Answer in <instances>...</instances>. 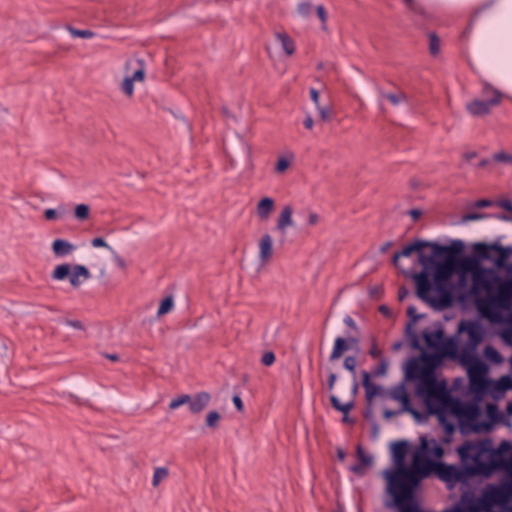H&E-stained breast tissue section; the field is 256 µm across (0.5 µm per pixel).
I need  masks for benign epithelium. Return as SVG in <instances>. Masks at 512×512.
Here are the masks:
<instances>
[{
  "label": "benign epithelium",
  "instance_id": "obj_1",
  "mask_svg": "<svg viewBox=\"0 0 512 512\" xmlns=\"http://www.w3.org/2000/svg\"><path fill=\"white\" fill-rule=\"evenodd\" d=\"M426 314L403 389L422 431L391 459L393 512H512V247L409 255Z\"/></svg>",
  "mask_w": 512,
  "mask_h": 512
}]
</instances>
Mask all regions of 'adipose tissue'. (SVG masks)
<instances>
[{
  "mask_svg": "<svg viewBox=\"0 0 512 512\" xmlns=\"http://www.w3.org/2000/svg\"><path fill=\"white\" fill-rule=\"evenodd\" d=\"M407 7L459 24L457 51L472 80L512 110V0H407Z\"/></svg>",
  "mask_w": 512,
  "mask_h": 512,
  "instance_id": "adipose-tissue-1",
  "label": "adipose tissue"
}]
</instances>
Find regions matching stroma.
Here are the masks:
<instances>
[{
	"instance_id": "obj_1",
	"label": "stroma",
	"mask_w": 512,
	"mask_h": 512,
	"mask_svg": "<svg viewBox=\"0 0 512 512\" xmlns=\"http://www.w3.org/2000/svg\"><path fill=\"white\" fill-rule=\"evenodd\" d=\"M403 0H0V512H392L407 255L512 246V111Z\"/></svg>"
}]
</instances>
